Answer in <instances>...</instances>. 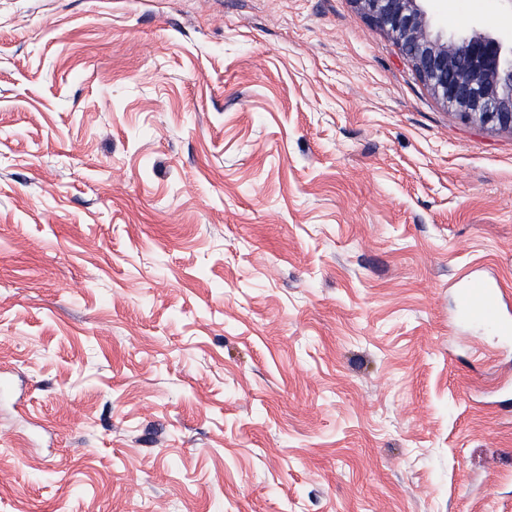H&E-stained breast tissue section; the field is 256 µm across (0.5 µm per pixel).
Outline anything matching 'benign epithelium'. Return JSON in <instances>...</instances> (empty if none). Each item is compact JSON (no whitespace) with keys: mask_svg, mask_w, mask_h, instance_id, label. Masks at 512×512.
<instances>
[{"mask_svg":"<svg viewBox=\"0 0 512 512\" xmlns=\"http://www.w3.org/2000/svg\"><path fill=\"white\" fill-rule=\"evenodd\" d=\"M386 30L420 80L451 111L484 128L512 132V60L494 38L473 35L450 43L432 35L415 0H353ZM465 48L468 64L459 61Z\"/></svg>","mask_w":512,"mask_h":512,"instance_id":"benign-epithelium-1","label":"benign epithelium"}]
</instances>
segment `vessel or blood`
Segmentation results:
<instances>
[{
  "label": "vessel or blood",
  "mask_w": 512,
  "mask_h": 512,
  "mask_svg": "<svg viewBox=\"0 0 512 512\" xmlns=\"http://www.w3.org/2000/svg\"><path fill=\"white\" fill-rule=\"evenodd\" d=\"M500 281L484 275L469 277L458 292L462 318L486 325L504 342L512 340V311L503 305Z\"/></svg>",
  "instance_id": "1"
}]
</instances>
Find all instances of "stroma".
<instances>
[{
    "label": "stroma",
    "instance_id": "1",
    "mask_svg": "<svg viewBox=\"0 0 512 512\" xmlns=\"http://www.w3.org/2000/svg\"><path fill=\"white\" fill-rule=\"evenodd\" d=\"M475 273L512 133L352 0H0V512H512Z\"/></svg>",
    "mask_w": 512,
    "mask_h": 512
}]
</instances>
